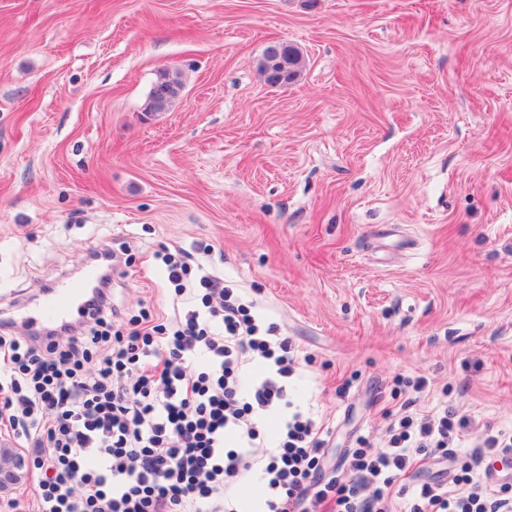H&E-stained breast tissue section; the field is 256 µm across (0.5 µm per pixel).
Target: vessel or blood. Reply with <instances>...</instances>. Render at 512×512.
<instances>
[{
    "label": "vessel or blood",
    "mask_w": 512,
    "mask_h": 512,
    "mask_svg": "<svg viewBox=\"0 0 512 512\" xmlns=\"http://www.w3.org/2000/svg\"><path fill=\"white\" fill-rule=\"evenodd\" d=\"M100 276L97 266L83 265L78 277L66 279L58 287L48 290L32 308L11 318V325L27 329L35 326L49 328L83 315L87 308L86 293L98 282Z\"/></svg>",
    "instance_id": "1"
}]
</instances>
